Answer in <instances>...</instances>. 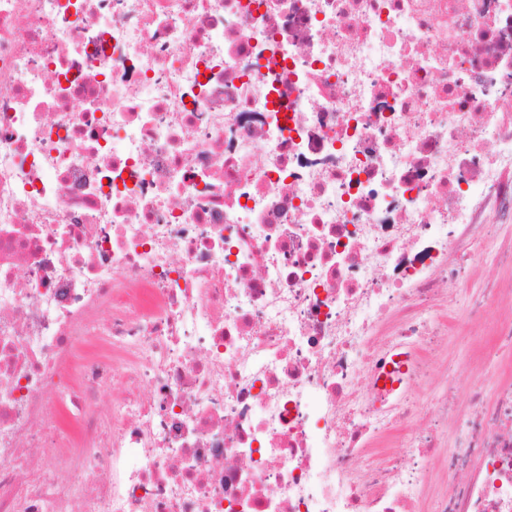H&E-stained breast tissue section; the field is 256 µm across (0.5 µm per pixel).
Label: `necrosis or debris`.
<instances>
[{"label":"necrosis or debris","mask_w":512,"mask_h":512,"mask_svg":"<svg viewBox=\"0 0 512 512\" xmlns=\"http://www.w3.org/2000/svg\"><path fill=\"white\" fill-rule=\"evenodd\" d=\"M502 209L512 0H0V512H512ZM492 234L485 237L496 257L490 267L472 264L460 282L449 288H459L461 301L452 308V321L456 332L450 341L441 343L435 350L433 374L430 382L418 391L423 403L432 399V388L448 378L451 381L465 362L482 363L496 371L502 378L512 377V362L498 357L488 358L491 346L490 327L494 318H479L471 313L473 300L480 288H510L512 290V217L502 215L496 219ZM459 431L454 424H448V433L441 441L438 448V458L435 469L431 471L425 482L424 490L418 504V512H432L436 499L446 493L448 487V456L455 448Z\"/></svg>","instance_id":"necrosis-or-debris-1"}]
</instances>
